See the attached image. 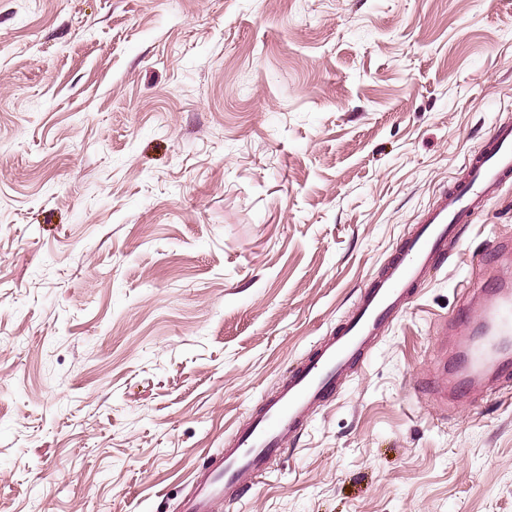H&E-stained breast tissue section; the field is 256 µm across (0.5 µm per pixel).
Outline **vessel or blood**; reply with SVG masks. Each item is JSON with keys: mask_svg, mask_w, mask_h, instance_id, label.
Segmentation results:
<instances>
[{"mask_svg": "<svg viewBox=\"0 0 512 512\" xmlns=\"http://www.w3.org/2000/svg\"><path fill=\"white\" fill-rule=\"evenodd\" d=\"M467 169L466 178L449 185L422 214L397 255L365 287L355 312L225 440L223 452L198 475L183 512H217L272 470L289 437L301 432L378 334L406 309L411 288L446 255L457 225L478 213L512 177V122L495 125ZM442 330L464 342L451 368L431 381L432 395L445 401L486 376L512 377V279L498 280L491 301L465 306Z\"/></svg>", "mask_w": 512, "mask_h": 512, "instance_id": "vessel-or-blood-1", "label": "vessel or blood"}]
</instances>
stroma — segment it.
Returning <instances> with one entry per match:
<instances>
[{
	"label": "stroma",
	"instance_id": "35a3bbf8",
	"mask_svg": "<svg viewBox=\"0 0 512 512\" xmlns=\"http://www.w3.org/2000/svg\"><path fill=\"white\" fill-rule=\"evenodd\" d=\"M512 119V0H0V512H182ZM512 182L218 512H512V381L425 386Z\"/></svg>",
	"mask_w": 512,
	"mask_h": 512
}]
</instances>
